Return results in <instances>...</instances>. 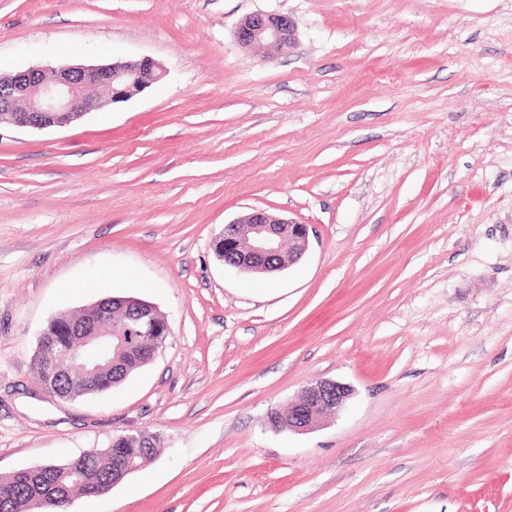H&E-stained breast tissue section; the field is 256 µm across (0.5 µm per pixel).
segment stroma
I'll return each mask as SVG.
<instances>
[{"instance_id":"obj_1","label":"stroma","mask_w":512,"mask_h":512,"mask_svg":"<svg viewBox=\"0 0 512 512\" xmlns=\"http://www.w3.org/2000/svg\"><path fill=\"white\" fill-rule=\"evenodd\" d=\"M253 12L287 53L238 45ZM145 55L128 101L0 125V476L146 431L69 512H512V0H0V73ZM254 207L309 225L298 263L216 257ZM111 294L167 341L49 397L50 313ZM315 380L344 408L272 428ZM235 36L242 48L262 44L282 54L295 41L296 28L288 15L257 12L238 22ZM47 328L49 334L52 336H47ZM47 328L45 327V329L40 334L38 340V348L35 357L39 379H42L45 375V368L43 365L39 363H54L56 358L60 356V354L56 355L57 353L54 347L51 344H49L48 340L52 342L54 345H56V348L58 350H65L72 345V342L71 340H69L68 337L58 336L56 321L54 319H51L48 322Z\"/></svg>"}]
</instances>
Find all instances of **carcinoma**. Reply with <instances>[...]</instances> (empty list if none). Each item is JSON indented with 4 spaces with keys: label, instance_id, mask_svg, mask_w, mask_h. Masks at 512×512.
<instances>
[{
    "label": "carcinoma",
    "instance_id": "obj_1",
    "mask_svg": "<svg viewBox=\"0 0 512 512\" xmlns=\"http://www.w3.org/2000/svg\"><path fill=\"white\" fill-rule=\"evenodd\" d=\"M113 305L115 325L120 326L126 321L128 315H139L145 311V306L136 303L126 304L128 297H110ZM167 337L163 331L156 329L140 337L136 346H123L112 349V358L115 365L112 369V378L104 384L100 378L85 381L76 377L74 381L65 384V391L69 395L83 394L92 391H107L121 383L129 376L147 365V355L155 346L163 345ZM158 439L153 434L145 432L127 433L112 438L108 447L99 450L91 449L83 452L80 458L73 456L64 461L46 462L44 466L50 471L49 490H44L41 484H29L16 479L14 475L0 478V512H32L41 508V502L48 493L59 497L62 507L58 512H65L63 504L76 496L87 497L84 486L76 481L75 469L85 467L91 469L97 485L106 490L112 486L119 474L112 465V455L109 450L120 453L125 459L131 461L134 469L130 473L140 470L156 454Z\"/></svg>",
    "mask_w": 512,
    "mask_h": 512
}]
</instances>
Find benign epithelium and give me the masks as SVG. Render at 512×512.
Masks as SVG:
<instances>
[{
  "instance_id": "obj_1",
  "label": "benign epithelium",
  "mask_w": 512,
  "mask_h": 512,
  "mask_svg": "<svg viewBox=\"0 0 512 512\" xmlns=\"http://www.w3.org/2000/svg\"><path fill=\"white\" fill-rule=\"evenodd\" d=\"M239 46L262 44L284 53L295 41L293 20L284 14L251 13L235 31ZM167 71L150 56L104 65H66L51 72L32 67L0 75V124L22 128H63L106 103L127 101L165 78ZM309 226L254 209L224 225L214 240V251L224 265L242 273L262 276L298 262L309 247ZM67 322L68 333H78L77 346L66 351L71 366L90 376L112 371V337L136 336L137 325L112 328V307L94 302L79 309ZM57 355L47 331L38 340L36 361L52 363ZM350 389L338 382L308 384L288 413V428L315 427L328 411L342 408Z\"/></svg>"
}]
</instances>
